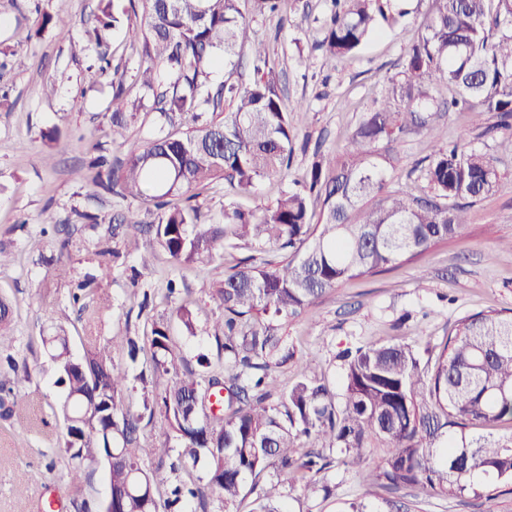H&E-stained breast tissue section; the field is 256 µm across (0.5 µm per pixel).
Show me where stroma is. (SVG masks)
Instances as JSON below:
<instances>
[{
    "label": "stroma",
    "instance_id": "35a3bbf8",
    "mask_svg": "<svg viewBox=\"0 0 512 512\" xmlns=\"http://www.w3.org/2000/svg\"><path fill=\"white\" fill-rule=\"evenodd\" d=\"M406 15L399 25L371 37L353 56L323 64L317 45L324 36L323 22L330 0H286L283 18L256 17L252 27L263 40L270 60L284 72V104L297 129L293 166L287 180L302 178L315 155L340 153L364 112L386 94L387 80L402 68L412 44L429 21L428 0H396ZM97 0H0V43L21 50L22 69L5 68L0 81L8 89L0 99V247L12 254L0 268V297L14 306L11 323L0 330V380L24 368L28 378L0 411V512H38L37 501H50L55 512H75L74 502L98 506L109 487L103 464L87 468L81 485L69 477V460L62 449L65 422L57 404L62 390L57 374L40 340L46 315H53L72 338L74 356L83 354L84 319L71 303L75 284L88 274H99V232H75L69 253L70 273L65 280L52 277L41 256L50 255L54 242L45 235L47 219L70 217L72 209L112 216L129 203L115 195L86 194L85 162L92 144L108 143L106 108L111 100L110 82L90 86L87 68L91 52L81 39L85 21ZM64 17L73 28L69 36L49 30L37 33L43 13ZM111 49L131 97L141 99L137 119L127 138L137 144L154 125L153 99L135 82L138 58L127 27L111 34ZM54 84L51 95L41 88ZM498 118L486 116L487 132L475 130L470 114L434 113L431 133L411 134L394 144L392 180L396 190L420 192L425 184L409 179L415 166L424 165L434 145L461 140L497 162L503 187L477 202L470 210L462 237L448 241L419 260L396 264L367 278L341 284L307 314L280 331L296 358L275 368L280 390H287L301 373L300 362L312 360L315 375L334 393L343 391L339 358L345 349L376 342L422 338L431 346L446 339L455 322L480 311L512 308V130L497 129ZM59 129L57 141L47 132ZM50 164H43V155ZM237 253L223 262L180 265L157 252L152 266L142 269L139 253L122 250L102 281V291L112 308L97 326L101 339L119 329L142 335L144 320L138 316L142 298H150L149 316L170 322L178 369L192 367L198 355H207L212 372L224 370L214 339L222 314L210 299L212 288L224 280ZM177 280L183 293L179 301L196 314V336H186L172 314L174 304L164 297L169 280ZM336 490L307 493L287 490L282 500L289 512H346L349 502L381 504L382 492L356 470L332 467L322 475ZM507 501L490 503L472 498L448 499L419 496L416 512H507Z\"/></svg>",
    "mask_w": 512,
    "mask_h": 512
}]
</instances>
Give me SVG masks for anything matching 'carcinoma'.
Wrapping results in <instances>:
<instances>
[{
    "label": "carcinoma",
    "mask_w": 512,
    "mask_h": 512,
    "mask_svg": "<svg viewBox=\"0 0 512 512\" xmlns=\"http://www.w3.org/2000/svg\"><path fill=\"white\" fill-rule=\"evenodd\" d=\"M130 7H125L124 2ZM284 0H98L94 21L82 30L93 48L92 83L112 74L104 33L128 23L140 66L136 80L152 92L157 129L113 163L93 145L89 185L157 209L145 222L130 209L114 224L106 217L75 211L91 229L106 223L99 255L119 257L109 242L149 237L179 264L224 260L227 249L272 247L264 257L240 259L224 272L211 298L223 310L214 338L224 351V375L181 373L174 341L164 320L153 319L144 337L114 335L101 342L95 332L110 309L94 278L79 283L72 303L85 315L83 357H73L67 331L49 323L41 342L56 365L65 398L63 448L70 476L79 484L85 465H106L107 499L97 512H185L195 499L201 512L215 501L232 512L273 471L253 512H282V489L304 482L336 463L358 469L387 492L402 488L448 498L495 501L512 497V434L493 430L512 424V309L476 313L457 321L434 352L400 342L374 344L343 353V403L315 377L302 373L279 402L272 403V366L295 352L278 336V326L314 305L348 279L373 276L460 235L468 211L503 187L494 161L458 143L435 148L429 163L410 171L429 193L388 188L387 145L427 128L431 113L468 112L478 122L495 113L497 127L512 128V0H430L426 31L414 43L402 70L388 79L385 98L364 113L340 157L315 156L305 180L283 190L261 211L224 204V222L207 223L197 206L172 203L195 198L193 191L227 181L232 196L288 172L295 137L282 101L280 73L270 65L265 44L253 36L249 16L274 15ZM336 10L321 42L326 61L356 54L385 25L398 22L389 0H334ZM70 33V22L45 14L36 31ZM249 47L254 79L232 78L214 87L210 70L220 64L233 74L238 50ZM223 118L207 115L221 103ZM141 106L123 81L112 82L108 107L112 145L126 144ZM54 273H66L74 232L54 226ZM187 333L196 335L187 305L176 308ZM122 349L126 361L112 353ZM167 375L164 388L143 396L142 411L122 397L146 372ZM218 412H213V405ZM163 416V441L142 462L139 432L144 417ZM384 456L366 466L372 444ZM201 469L205 484L170 483L180 469Z\"/></svg>",
    "instance_id": "obj_1"
}]
</instances>
